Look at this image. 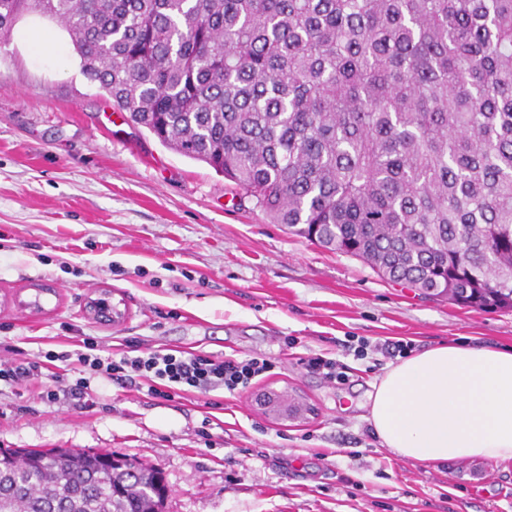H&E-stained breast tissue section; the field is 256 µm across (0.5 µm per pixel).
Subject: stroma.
<instances>
[{"label": "stroma", "mask_w": 512, "mask_h": 512, "mask_svg": "<svg viewBox=\"0 0 512 512\" xmlns=\"http://www.w3.org/2000/svg\"><path fill=\"white\" fill-rule=\"evenodd\" d=\"M52 42L34 48L29 36ZM110 296L125 318L94 319ZM40 299V307L29 302ZM94 340L269 359L250 390L152 396L51 353ZM512 347V309L481 311L381 279L362 260L271 223L206 163L163 145L86 79L61 25L24 13L0 43V448L111 451L160 471L164 512H512V462L423 465L381 447L366 394L378 346ZM336 360L332 382L304 360ZM88 377L90 400L50 399ZM300 394L276 419L261 390ZM30 362H11L0 364V381L13 385L21 381L35 379L42 374V366Z\"/></svg>", "instance_id": "obj_1"}]
</instances>
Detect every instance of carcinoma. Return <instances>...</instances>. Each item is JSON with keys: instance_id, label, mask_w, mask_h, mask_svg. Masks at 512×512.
<instances>
[{"instance_id": "1", "label": "carcinoma", "mask_w": 512, "mask_h": 512, "mask_svg": "<svg viewBox=\"0 0 512 512\" xmlns=\"http://www.w3.org/2000/svg\"><path fill=\"white\" fill-rule=\"evenodd\" d=\"M270 222L380 277L512 307V0H0ZM0 448V512H163L110 451Z\"/></svg>"}]
</instances>
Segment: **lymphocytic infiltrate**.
Returning a JSON list of instances; mask_svg holds the SVG:
<instances>
[{
    "label": "lymphocytic infiltrate",
    "instance_id": "f902f5d3",
    "mask_svg": "<svg viewBox=\"0 0 512 512\" xmlns=\"http://www.w3.org/2000/svg\"><path fill=\"white\" fill-rule=\"evenodd\" d=\"M97 349V344L87 340L82 350L60 352L57 359L61 362L77 361L82 366L106 374L109 379L146 388L151 395L175 387L200 392L221 388L239 394L255 378L272 368L271 362L264 358L224 359L196 350H145L140 345L131 344L119 355L105 357L98 354Z\"/></svg>",
    "mask_w": 512,
    "mask_h": 512
}]
</instances>
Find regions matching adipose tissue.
Here are the masks:
<instances>
[{
  "label": "adipose tissue",
  "mask_w": 512,
  "mask_h": 512,
  "mask_svg": "<svg viewBox=\"0 0 512 512\" xmlns=\"http://www.w3.org/2000/svg\"><path fill=\"white\" fill-rule=\"evenodd\" d=\"M368 405L375 437L399 457L512 461L511 348H427L389 367Z\"/></svg>",
  "instance_id": "obj_1"
}]
</instances>
